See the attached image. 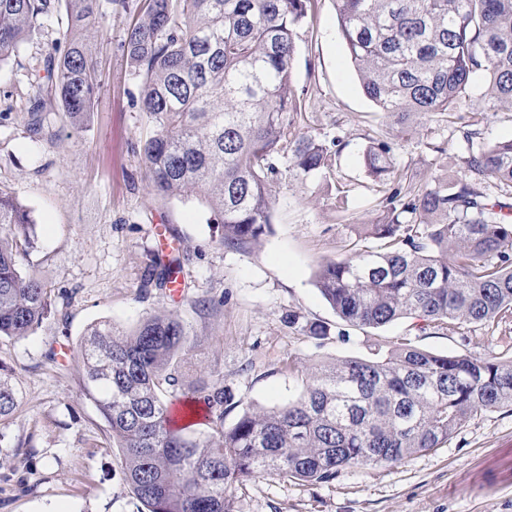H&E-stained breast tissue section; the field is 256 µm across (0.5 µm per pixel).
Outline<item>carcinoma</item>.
<instances>
[{
	"instance_id": "cac0c4a2",
	"label": "carcinoma",
	"mask_w": 512,
	"mask_h": 512,
	"mask_svg": "<svg viewBox=\"0 0 512 512\" xmlns=\"http://www.w3.org/2000/svg\"><path fill=\"white\" fill-rule=\"evenodd\" d=\"M137 12L124 47L142 80V111L154 130L141 145L161 197L194 195L221 225L224 245H257L273 224L276 161L308 177L332 151L296 130L291 81L297 29L311 0H116ZM51 0H0V63L40 31ZM98 0H64L67 45L32 69L44 95L28 112L33 139L45 113L79 127L100 81L89 38ZM340 34L365 96L404 133L414 118L446 117L475 89L488 108L512 110V0H336ZM363 161L388 188L365 231L375 250L321 263L315 287L336 313V336L399 318L454 331L512 319V205L486 184L512 187V139L469 153L467 174L421 187L374 140ZM37 248L30 211L0 187V337L31 335L51 311L52 289L18 258ZM181 261H154L145 286L164 288ZM190 327L158 312L130 332L90 328L76 350L82 388L98 407L126 480L145 512H235L233 489L274 475L314 483L342 471L398 464L447 442L481 411L512 407V360L439 355L403 339L368 358L346 357L305 377L293 403L239 406L221 378L184 386ZM205 412L206 429L179 423L173 405ZM18 405L0 376V421Z\"/></svg>"
}]
</instances>
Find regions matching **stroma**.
<instances>
[{
    "instance_id": "35a3bbf8",
    "label": "stroma",
    "mask_w": 512,
    "mask_h": 512,
    "mask_svg": "<svg viewBox=\"0 0 512 512\" xmlns=\"http://www.w3.org/2000/svg\"><path fill=\"white\" fill-rule=\"evenodd\" d=\"M100 13L101 88L80 127L54 112L53 140L35 141L25 126L37 93L32 65L65 49L63 8L0 65V184L35 219L38 248L21 266L45 279L56 297L34 334L0 337V372L19 394L15 411L0 422V512H140L120 451L80 388L81 364L49 359L57 345L77 346L96 323L130 330L149 314L176 311L197 338L185 381L222 376L246 407L287 405L302 390L301 373L370 357L375 345L403 337L435 353L512 359V321L438 333L401 318L351 329L345 342L305 331L313 321L336 324L313 284L315 271L354 251L358 225L375 221L384 198L362 155L371 140L388 138L390 120L360 87L335 0H312L311 19L295 37L292 86L302 104L297 129L340 150L312 177L282 169L269 187L272 230L246 250L224 246L219 225L195 198L167 199L151 188L140 146L152 127L123 45L135 14L111 0H100ZM474 120L479 143L512 139V112L484 111L475 95L448 121L427 119L390 138L398 165L423 185L464 177V133ZM157 224L170 229L184 256L186 288L177 301L141 287ZM205 300L211 308H202ZM234 498L236 512H512V409L478 413L447 443L396 465L352 468L316 484L256 476L239 484Z\"/></svg>"
}]
</instances>
